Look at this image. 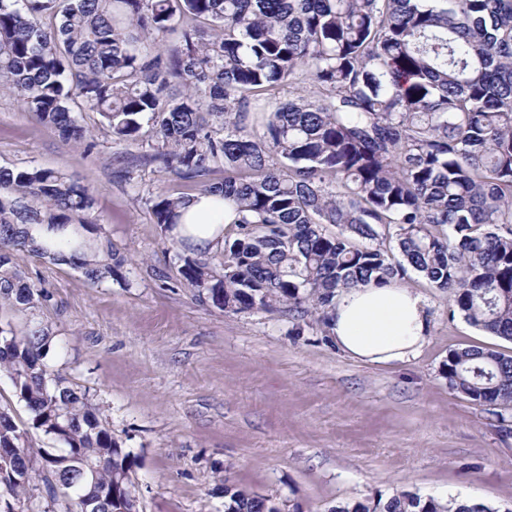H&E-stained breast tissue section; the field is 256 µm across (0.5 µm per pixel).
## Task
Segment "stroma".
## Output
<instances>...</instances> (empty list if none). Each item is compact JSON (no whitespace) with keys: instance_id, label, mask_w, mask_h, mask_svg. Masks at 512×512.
<instances>
[{"instance_id":"stroma-1","label":"stroma","mask_w":512,"mask_h":512,"mask_svg":"<svg viewBox=\"0 0 512 512\" xmlns=\"http://www.w3.org/2000/svg\"><path fill=\"white\" fill-rule=\"evenodd\" d=\"M83 119L89 153L0 93V166L88 186L100 235L127 259L124 285L33 257L20 268L50 296L30 319L52 328L54 366L137 458L140 512H224L228 480L292 512L401 493L512 512V419L499 423L442 373L450 351L512 355V343L450 316L447 296L413 272L404 282L429 302V339L383 367L351 360L318 326L200 302L178 281L176 247L115 174L113 158L136 146L112 140L97 114Z\"/></svg>"}]
</instances>
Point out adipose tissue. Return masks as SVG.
Returning a JSON list of instances; mask_svg holds the SVG:
<instances>
[{
    "label": "adipose tissue",
    "mask_w": 512,
    "mask_h": 512,
    "mask_svg": "<svg viewBox=\"0 0 512 512\" xmlns=\"http://www.w3.org/2000/svg\"><path fill=\"white\" fill-rule=\"evenodd\" d=\"M238 217L232 202L217 205L211 196L191 200L177 235L191 248L213 252L223 248V227ZM426 297L399 281L352 288L337 295L329 332L352 360L382 366L416 356L427 341Z\"/></svg>",
    "instance_id": "ef3b65f1"
}]
</instances>
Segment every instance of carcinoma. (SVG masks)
Listing matches in <instances>:
<instances>
[{
    "label": "carcinoma",
    "instance_id": "cac0c4a2",
    "mask_svg": "<svg viewBox=\"0 0 512 512\" xmlns=\"http://www.w3.org/2000/svg\"><path fill=\"white\" fill-rule=\"evenodd\" d=\"M0 90L87 152L86 111L141 148L122 177L175 244L194 195L234 201L220 266L177 254L180 284L222 312L326 328L336 293L411 269L512 342V0H0ZM143 165L189 192L145 187ZM94 205L60 171L0 167V307L49 301L22 256L126 281L111 240L87 237ZM51 344L39 323H0V376L55 442L31 447L0 407V448L17 449L0 456V512H132L136 456ZM444 375L506 421L511 355L454 350ZM224 498V512L286 507L227 482ZM331 512L498 510L395 494Z\"/></svg>",
    "mask_w": 512,
    "mask_h": 512
}]
</instances>
